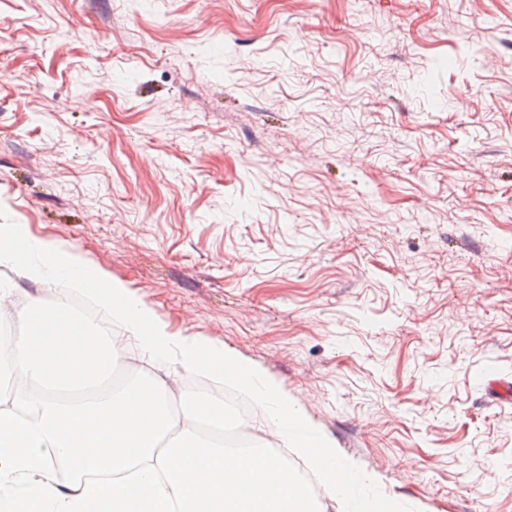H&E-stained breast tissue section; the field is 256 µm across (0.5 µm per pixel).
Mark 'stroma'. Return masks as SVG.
Listing matches in <instances>:
<instances>
[{
	"mask_svg": "<svg viewBox=\"0 0 512 512\" xmlns=\"http://www.w3.org/2000/svg\"><path fill=\"white\" fill-rule=\"evenodd\" d=\"M0 209L386 496L512 512V0H0Z\"/></svg>",
	"mask_w": 512,
	"mask_h": 512,
	"instance_id": "obj_1",
	"label": "stroma"
}]
</instances>
